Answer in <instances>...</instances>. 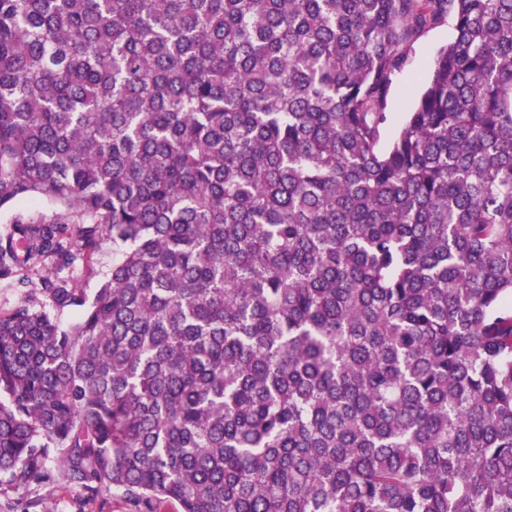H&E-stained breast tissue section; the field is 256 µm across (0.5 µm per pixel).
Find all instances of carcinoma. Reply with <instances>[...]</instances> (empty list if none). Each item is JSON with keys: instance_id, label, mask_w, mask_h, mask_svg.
<instances>
[{"instance_id": "1", "label": "carcinoma", "mask_w": 512, "mask_h": 512, "mask_svg": "<svg viewBox=\"0 0 512 512\" xmlns=\"http://www.w3.org/2000/svg\"><path fill=\"white\" fill-rule=\"evenodd\" d=\"M23 199L54 215L0 236L43 295L0 312L14 487L56 453L135 512H512V0H0ZM454 36V22L451 17H446L411 43L404 68L393 78L386 109L388 121L381 138L382 147L390 142L401 124L403 112L416 97L437 50L451 42ZM112 241H105L93 265V270L79 277V284L88 294H94L99 288L104 274L112 267Z\"/></svg>"}]
</instances>
